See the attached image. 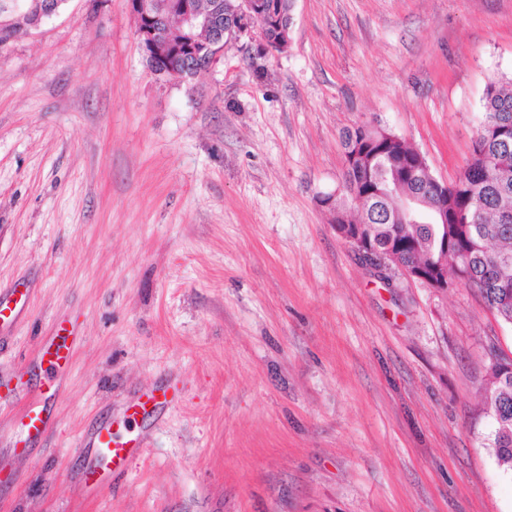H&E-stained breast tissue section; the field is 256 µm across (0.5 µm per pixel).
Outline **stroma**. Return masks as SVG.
<instances>
[{
	"mask_svg": "<svg viewBox=\"0 0 512 512\" xmlns=\"http://www.w3.org/2000/svg\"><path fill=\"white\" fill-rule=\"evenodd\" d=\"M286 52L248 38L187 82L154 75L128 0H64L0 46V396L53 424L14 449L0 512H512L488 372L512 324L462 284L375 269L321 196L342 131L376 123L455 182L487 84L512 76V0H295ZM137 417L143 457L91 493L82 441ZM67 329L61 327L58 330L57 336L46 347L44 356L47 357L48 362L53 369L59 370L63 368L69 360L70 346L68 339L70 336L66 334Z\"/></svg>",
	"mask_w": 512,
	"mask_h": 512,
	"instance_id": "35a3bbf8",
	"label": "stroma"
}]
</instances>
